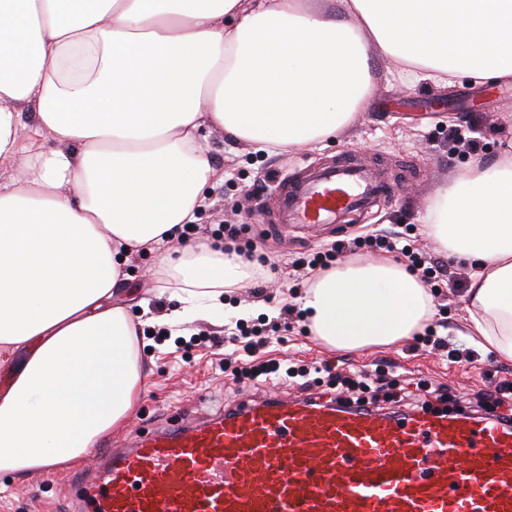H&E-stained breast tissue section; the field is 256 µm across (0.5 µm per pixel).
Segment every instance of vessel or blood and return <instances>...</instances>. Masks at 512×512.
<instances>
[{
	"label": "vessel or blood",
	"mask_w": 512,
	"mask_h": 512,
	"mask_svg": "<svg viewBox=\"0 0 512 512\" xmlns=\"http://www.w3.org/2000/svg\"><path fill=\"white\" fill-rule=\"evenodd\" d=\"M392 186L343 158L281 180V224L318 228ZM71 512H512V424L314 395L247 397L100 451Z\"/></svg>",
	"instance_id": "vessel-or-blood-1"
}]
</instances>
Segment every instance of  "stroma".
I'll list each match as a JSON object with an SVG mask.
<instances>
[{
    "label": "stroma",
    "instance_id": "1",
    "mask_svg": "<svg viewBox=\"0 0 512 512\" xmlns=\"http://www.w3.org/2000/svg\"><path fill=\"white\" fill-rule=\"evenodd\" d=\"M378 81L362 102L353 123L336 138L297 150L269 154L227 138L222 132L209 137L211 158L223 169L224 178L209 186L203 207L196 215L192 244L211 242L221 224H234L233 243L253 257L275 258L278 269L271 278L246 283L224 301L231 307L258 308L250 324H265L272 333L267 343L247 351L234 341L236 320L221 322L199 318L183 324L177 336L163 334L145 325L144 340L151 351V372L143 385L128 423L105 439V446L123 447L132 434L147 432L184 415L215 411L223 405L251 395L300 394L299 386L279 380L255 382L239 374L244 362L259 358L286 359L308 364L322 359L335 364L336 373H320L312 388L328 391L337 373L387 370L393 389L407 402L423 399L426 388L443 383L461 405L479 392L494 390L502 381L512 382V360L494 353H480L477 361L449 362L448 349L466 355L468 348L459 330L465 316L461 302L469 283L470 268L443 259L447 279L436 298L438 314L432 321L433 334H420L387 349L344 352L320 345L308 330L305 318L287 317L284 307L294 302L301 290L295 278L296 263L327 251L337 236L324 228L279 232L275 227V188L280 179L318 161H328L347 152L374 162L387 160L411 164L415 176L402 179L393 196L367 215L363 225L348 228L347 237L370 228L386 235L404 232L406 225L421 224L424 208L434 189L459 169L494 160L512 142V82L483 84L468 78L452 85L434 87L402 84L388 59L374 57ZM463 138L476 140L470 151L448 135L449 128ZM158 253L143 251L130 262L131 284L144 299L132 306V315L150 308L152 316L172 312L177 303L163 292L162 283L151 276ZM448 340L447 350H434V337ZM71 469L52 474L35 471L25 480L0 473V512H69L72 494Z\"/></svg>",
    "mask_w": 512,
    "mask_h": 512
}]
</instances>
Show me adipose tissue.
I'll use <instances>...</instances> for the list:
<instances>
[{
	"label": "adipose tissue",
	"mask_w": 512,
	"mask_h": 512,
	"mask_svg": "<svg viewBox=\"0 0 512 512\" xmlns=\"http://www.w3.org/2000/svg\"><path fill=\"white\" fill-rule=\"evenodd\" d=\"M371 48L415 86L512 82V0H0V472L69 468L130 417L147 375L132 255L162 252L182 304L157 325L229 316L263 266L176 244L224 177L206 133L268 153L335 137L375 84ZM422 233L472 263L464 326L512 360V149L437 187ZM297 302L344 351L437 312L392 257L337 262Z\"/></svg>",
	"instance_id": "adipose-tissue-1"
}]
</instances>
